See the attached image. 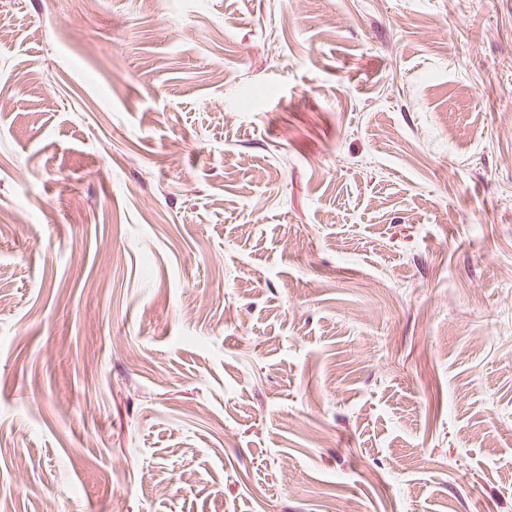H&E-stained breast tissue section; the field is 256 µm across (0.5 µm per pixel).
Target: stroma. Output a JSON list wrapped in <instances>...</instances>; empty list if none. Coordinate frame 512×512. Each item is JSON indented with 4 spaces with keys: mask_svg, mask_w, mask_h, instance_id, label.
Masks as SVG:
<instances>
[{
    "mask_svg": "<svg viewBox=\"0 0 512 512\" xmlns=\"http://www.w3.org/2000/svg\"><path fill=\"white\" fill-rule=\"evenodd\" d=\"M0 30V512H512V0Z\"/></svg>",
    "mask_w": 512,
    "mask_h": 512,
    "instance_id": "35a3bbf8",
    "label": "stroma"
}]
</instances>
